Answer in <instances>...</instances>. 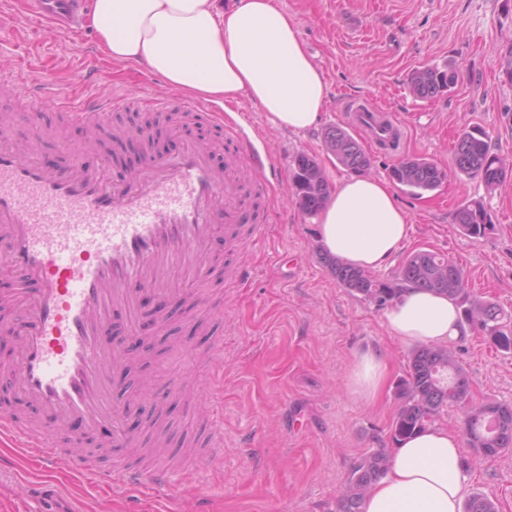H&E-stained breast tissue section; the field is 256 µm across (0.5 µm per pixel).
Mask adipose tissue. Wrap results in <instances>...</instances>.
<instances>
[{
  "mask_svg": "<svg viewBox=\"0 0 512 512\" xmlns=\"http://www.w3.org/2000/svg\"><path fill=\"white\" fill-rule=\"evenodd\" d=\"M89 23L107 59L145 64L189 95L247 98L296 132L321 121L324 75L277 0H236L229 9L221 0H93ZM409 232V215L391 185L373 176L341 181L320 216L323 249L363 270L382 268ZM385 320L393 338L414 347H442L468 330L453 301L419 288L406 289ZM387 368L382 352L359 354L356 392L376 397ZM468 480L460 435L434 424L393 448L362 512H461Z\"/></svg>",
  "mask_w": 512,
  "mask_h": 512,
  "instance_id": "adipose-tissue-1",
  "label": "adipose tissue"
}]
</instances>
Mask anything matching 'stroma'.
Segmentation results:
<instances>
[{"label": "stroma", "instance_id": "stroma-1", "mask_svg": "<svg viewBox=\"0 0 512 512\" xmlns=\"http://www.w3.org/2000/svg\"><path fill=\"white\" fill-rule=\"evenodd\" d=\"M27 0H0V62L23 58L31 81L53 85L56 97L75 89L74 74L95 65L94 92L137 93L144 83L166 97L163 78L144 67L116 63L98 53L89 25L78 35L45 31L25 22ZM297 23L307 52L328 85L319 127L294 133L275 127L248 99L222 104L224 115L244 119L257 148L269 149L281 167L271 179L264 216L266 238L241 256L212 243L208 262L243 264L242 280H211L200 294L224 296V320L234 333L224 339V359H209L213 336L202 331L185 303L169 304L165 329L143 322L148 347L118 386L130 406L126 422L135 449L115 460L135 464L136 448H187L204 427L209 396L224 400V445L204 460L187 463L173 490L155 497L116 494L59 468L38 469L31 455L0 445V512H336L337 490L352 465L386 437L396 416L395 387L406 375L410 347L392 340L384 312L342 288L322 261L317 217L298 208L289 187L291 160L317 158L329 183L348 177L323 143L326 127L344 123L348 101L367 98L393 112L406 128L398 154L370 150L369 173L388 178L393 166L425 158L448 177L420 195L395 192L409 214L410 235L380 278L396 274L411 253L428 250L462 265L480 299L499 306L512 328V179L490 191L476 177L457 174L454 144L466 127L483 128L494 152L512 156V82L503 74L512 51V0H278ZM422 67L455 68L458 82L434 98L416 97L411 73ZM172 120L160 116L146 139L105 138L87 159L109 180H125L145 143L172 152ZM484 204L492 228L484 237L462 234L454 222L459 205ZM469 375L474 399L512 404V351L496 349L482 334L450 343ZM383 350L388 372L373 402L351 390L357 355ZM468 494L492 499L498 512H512V453L474 460Z\"/></svg>", "mask_w": 512, "mask_h": 512}]
</instances>
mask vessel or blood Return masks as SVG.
<instances>
[{
  "mask_svg": "<svg viewBox=\"0 0 512 512\" xmlns=\"http://www.w3.org/2000/svg\"><path fill=\"white\" fill-rule=\"evenodd\" d=\"M82 0H30L33 22L76 33ZM0 88L25 100L31 119L51 102L76 124L108 131L114 112L135 107L146 112L200 111L191 100L162 98L149 90L137 95L99 94L53 100L47 87L0 74ZM232 148L223 165L213 161L215 145L205 139L171 153L145 149L140 166L120 184L109 182L86 163L92 143L68 144L70 163L52 168L19 148L7 123L0 122V240L4 264L22 287L9 297L16 315L13 364L0 371V387L11 390L26 408L38 410L45 427H33L12 412H0V438L31 448L45 470L67 463L75 473L104 480L113 492L127 487H168L174 473L80 454L89 439L103 448H131L123 426L126 408L112 398L113 373L132 353L110 336L113 314L134 323L140 291L163 298L182 296L173 285V268L188 278L210 275L207 253L216 237L228 252L246 241L264 239L268 227L250 212L246 190L262 194L271 154L260 153L241 125L212 113ZM347 123L370 146L387 149L401 128L394 115L365 100L351 106ZM223 403L209 401L207 447L224 445ZM75 456H68V449Z\"/></svg>",
  "mask_w": 512,
  "mask_h": 512,
  "instance_id": "obj_1",
  "label": "vessel or blood"
}]
</instances>
